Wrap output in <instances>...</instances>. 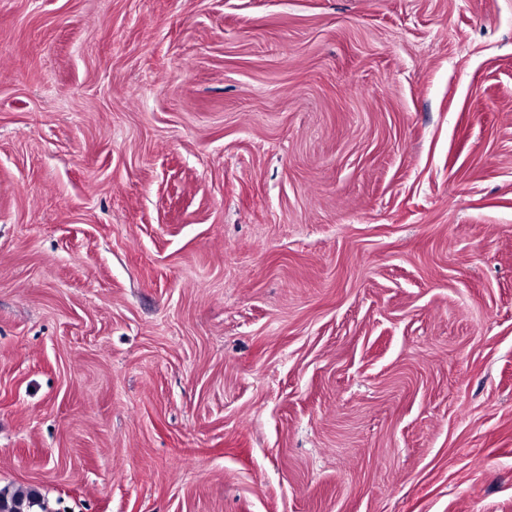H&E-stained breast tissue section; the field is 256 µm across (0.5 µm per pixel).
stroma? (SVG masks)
I'll list each match as a JSON object with an SVG mask.
<instances>
[{"label":"stroma","mask_w":512,"mask_h":512,"mask_svg":"<svg viewBox=\"0 0 512 512\" xmlns=\"http://www.w3.org/2000/svg\"><path fill=\"white\" fill-rule=\"evenodd\" d=\"M18 487L512 512V0H0Z\"/></svg>","instance_id":"35a3bbf8"}]
</instances>
